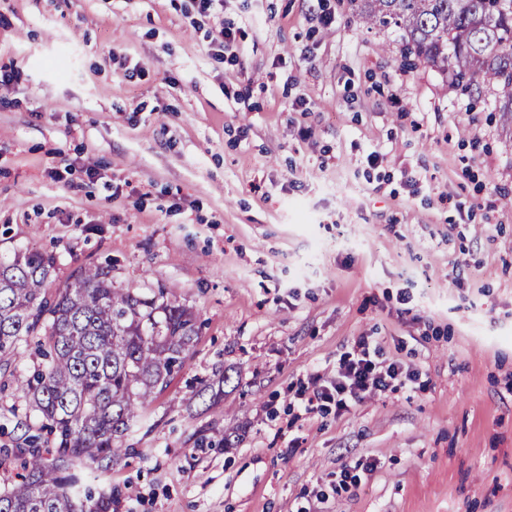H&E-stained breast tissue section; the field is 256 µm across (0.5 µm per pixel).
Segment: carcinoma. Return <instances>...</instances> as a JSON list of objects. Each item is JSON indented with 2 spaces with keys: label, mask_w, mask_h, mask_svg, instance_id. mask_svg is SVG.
Listing matches in <instances>:
<instances>
[{
  "label": "carcinoma",
  "mask_w": 512,
  "mask_h": 512,
  "mask_svg": "<svg viewBox=\"0 0 512 512\" xmlns=\"http://www.w3.org/2000/svg\"><path fill=\"white\" fill-rule=\"evenodd\" d=\"M370 29L399 33L405 56L451 76L463 95L502 88L495 109L512 123V0H349ZM55 258L26 250L0 260V354L22 356L36 341L42 361L16 377L41 429L40 448H0L21 459L20 481L0 492V512H109L112 498L73 488L76 469L108 468L134 449L121 437L163 391L198 336L194 310L167 298L112 287L111 268H79L48 292ZM53 459H48V456Z\"/></svg>",
  "instance_id": "cac0c4a2"
}]
</instances>
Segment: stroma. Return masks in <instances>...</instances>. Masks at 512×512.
Returning a JSON list of instances; mask_svg holds the SVG:
<instances>
[{"mask_svg":"<svg viewBox=\"0 0 512 512\" xmlns=\"http://www.w3.org/2000/svg\"><path fill=\"white\" fill-rule=\"evenodd\" d=\"M0 69V256L53 254L57 287L107 261L198 313L135 456L84 472L111 512H512L500 88L407 68L346 0H0ZM362 336L416 379L308 411L298 389ZM34 358L0 356V446L37 422L15 383Z\"/></svg>","mask_w":512,"mask_h":512,"instance_id":"stroma-1","label":"stroma"}]
</instances>
